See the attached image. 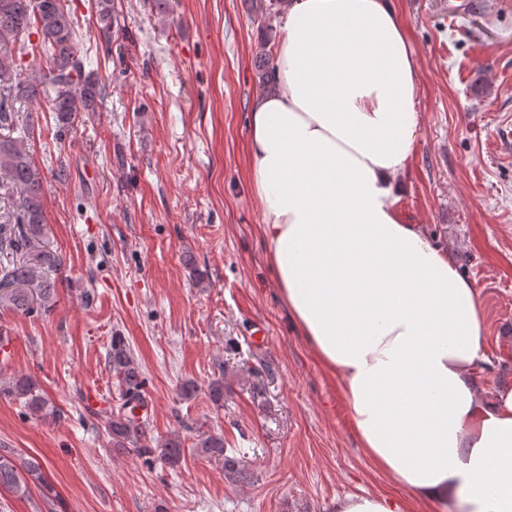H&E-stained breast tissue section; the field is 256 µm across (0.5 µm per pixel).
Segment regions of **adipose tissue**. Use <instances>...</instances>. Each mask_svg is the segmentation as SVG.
<instances>
[{"instance_id":"1","label":"adipose tissue","mask_w":512,"mask_h":512,"mask_svg":"<svg viewBox=\"0 0 512 512\" xmlns=\"http://www.w3.org/2000/svg\"><path fill=\"white\" fill-rule=\"evenodd\" d=\"M280 86L250 112L259 233L361 448L407 492L331 512H512V387L492 397L473 284L396 203L419 129L396 0H284Z\"/></svg>"}]
</instances>
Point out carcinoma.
I'll list each match as a JSON object with an SVG mask.
<instances>
[{"instance_id":"obj_1","label":"carcinoma","mask_w":512,"mask_h":512,"mask_svg":"<svg viewBox=\"0 0 512 512\" xmlns=\"http://www.w3.org/2000/svg\"><path fill=\"white\" fill-rule=\"evenodd\" d=\"M100 32L105 42L112 40L116 28L114 0H97ZM35 33L41 39L39 49L45 63L43 73L21 87L16 82L17 59L26 48L25 37ZM259 89H277L276 62L265 49L259 50L257 65ZM20 93V98L44 99L59 113L64 124L78 112H94L105 96V86L92 71H85L78 54L76 17L66 0H0V97ZM0 171L8 176V185L0 190L18 195L15 209L0 221V307L22 314L49 313L56 303L55 284L38 275L40 269L60 265V256L47 249L44 238L43 177L34 165L27 147L29 131L13 127V120L0 113ZM109 369L118 381L122 403L103 417L112 447H133L152 452L154 439L133 411L145 406L143 371L129 344L121 336L112 337L107 351ZM12 396L34 416L56 418L60 411L50 404L38 384L23 375L6 386L0 395ZM161 456L170 466L177 465L185 448L180 436L169 437L159 445ZM198 454L224 463V473L232 482H242L247 468L233 456L235 449L224 446L221 434H201L196 443ZM42 463L35 457L13 452L0 453V490L25 496L30 485L43 480Z\"/></svg>"}]
</instances>
